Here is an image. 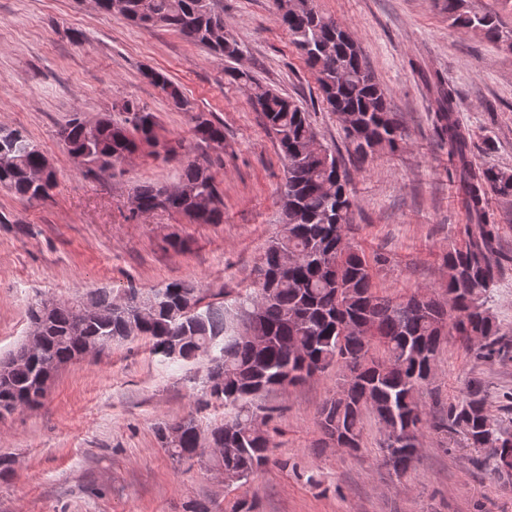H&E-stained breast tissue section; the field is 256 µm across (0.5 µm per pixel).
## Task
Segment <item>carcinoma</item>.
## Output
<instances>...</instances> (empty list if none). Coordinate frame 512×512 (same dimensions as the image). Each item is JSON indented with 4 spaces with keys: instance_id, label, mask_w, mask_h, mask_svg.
<instances>
[{
    "instance_id": "obj_1",
    "label": "carcinoma",
    "mask_w": 512,
    "mask_h": 512,
    "mask_svg": "<svg viewBox=\"0 0 512 512\" xmlns=\"http://www.w3.org/2000/svg\"><path fill=\"white\" fill-rule=\"evenodd\" d=\"M446 9L457 29L501 41L512 50V30H503L495 16L473 9L468 0H446ZM122 17L146 31H176L207 48L227 63L228 77L251 90L285 161L283 223L269 241L260 268L272 282L261 280L253 291L238 297L235 331L223 310L200 309L197 289L181 281L153 288L143 297L134 292L122 307L105 291L76 303L42 300L29 309L33 321L42 306H49L40 350L30 353L26 340L0 361V410L40 405L44 366L58 368L79 359L93 343L106 348L114 339L137 335L148 341L152 353L174 363L206 356L208 377L224 378V388L210 389V396L234 407L235 415L211 428V439L221 440L224 448L211 462L232 483H248L268 464L276 447L270 433L257 435L250 428L254 414L264 412L271 418L278 411L262 403L264 394L299 384L334 363L348 374L321 406L319 426L324 435L337 431L352 447H361L362 417L370 409L398 439L416 440L429 424L437 431L461 432L468 447L487 450L496 461L512 453V435L496 428L479 385L471 384L467 394L449 402L432 423L424 418L418 400L447 339L444 328L471 343L481 358L500 357L512 346L504 342L485 300L499 272V227L490 219L489 195L512 197V169L473 164L470 134L455 118L453 86L437 82L436 116L452 157L448 176L462 191L468 223L460 228L461 242L445 257L446 288L452 298L448 308L426 290L400 299L374 291L373 265L385 264L386 258L371 262L351 242L352 200L340 156L315 148L317 133L299 100L273 91L234 66L242 50L226 32L220 0H123ZM276 17L314 70L327 108L349 116L344 130L351 154L363 161L379 150H396L404 137L401 121L346 27L317 10L315 0H290L288 11ZM144 76L176 108L187 109L181 87L165 73L149 70ZM118 115L91 122L76 112L62 128L69 153L89 163L86 172L113 169L138 144L157 142V117L137 100H122ZM193 120L200 142L224 141L222 123L203 113ZM2 150L15 162L0 167V188L28 202L46 198L56 184V173L48 172L42 185L30 181L46 159L38 145L20 130L0 128ZM165 189L157 183L137 185L140 214L163 210L201 224L224 223V200L209 161L189 162L176 192L166 196ZM253 337L264 339L265 345L255 346ZM215 347L219 353L213 355ZM171 429L180 431L175 445L166 440ZM156 435L178 463L206 457L192 420L162 422ZM415 452L405 445L396 450L387 440L381 445L384 461L399 477L413 466Z\"/></svg>"
}]
</instances>
